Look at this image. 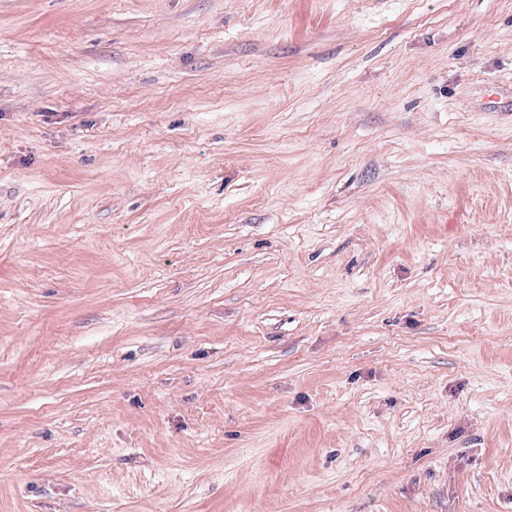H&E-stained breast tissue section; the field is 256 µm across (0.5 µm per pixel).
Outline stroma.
<instances>
[{
  "mask_svg": "<svg viewBox=\"0 0 512 512\" xmlns=\"http://www.w3.org/2000/svg\"><path fill=\"white\" fill-rule=\"evenodd\" d=\"M0 512H512V0H0Z\"/></svg>",
  "mask_w": 512,
  "mask_h": 512,
  "instance_id": "obj_1",
  "label": "stroma"
}]
</instances>
